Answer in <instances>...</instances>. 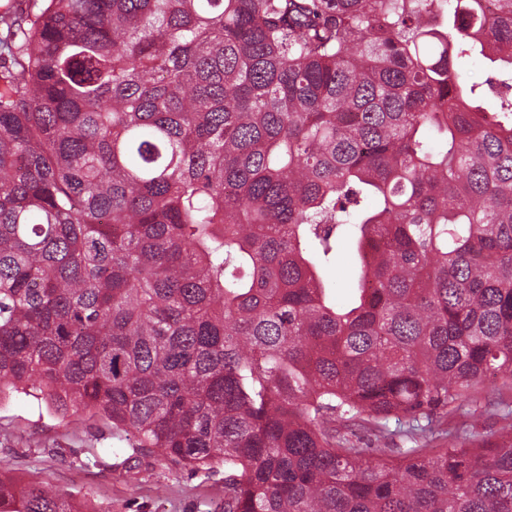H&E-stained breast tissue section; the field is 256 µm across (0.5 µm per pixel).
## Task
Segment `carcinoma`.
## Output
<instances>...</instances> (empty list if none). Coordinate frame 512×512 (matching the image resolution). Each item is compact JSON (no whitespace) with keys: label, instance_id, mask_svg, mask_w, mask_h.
Segmentation results:
<instances>
[{"label":"carcinoma","instance_id":"obj_1","mask_svg":"<svg viewBox=\"0 0 512 512\" xmlns=\"http://www.w3.org/2000/svg\"><path fill=\"white\" fill-rule=\"evenodd\" d=\"M0 25V400L224 469L223 512H512V441L426 447L512 381V0H9ZM0 512L81 508L0 478ZM328 277L336 282L340 294L344 295L356 283V263L348 255H342L335 264L328 269Z\"/></svg>","mask_w":512,"mask_h":512}]
</instances>
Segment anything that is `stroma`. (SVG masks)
<instances>
[{"label":"stroma","instance_id":"35a3bbf8","mask_svg":"<svg viewBox=\"0 0 512 512\" xmlns=\"http://www.w3.org/2000/svg\"><path fill=\"white\" fill-rule=\"evenodd\" d=\"M478 411L462 408L441 423L500 438L512 386L477 390ZM0 471L16 484H43L80 503L83 512H220L224 474L171 466L121 441L107 419L81 409L67 416L24 393L0 402Z\"/></svg>","mask_w":512,"mask_h":512}]
</instances>
